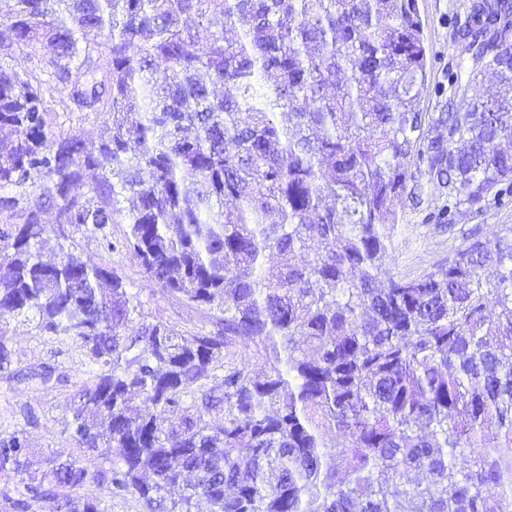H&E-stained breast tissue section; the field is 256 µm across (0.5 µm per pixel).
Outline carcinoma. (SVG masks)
<instances>
[{"label": "carcinoma", "instance_id": "1", "mask_svg": "<svg viewBox=\"0 0 512 512\" xmlns=\"http://www.w3.org/2000/svg\"><path fill=\"white\" fill-rule=\"evenodd\" d=\"M13 2L0 310L85 350L95 374L69 429L111 461L0 436L15 512L25 495L106 512L114 489L142 512H512V226L416 278L383 274L403 194L435 186L444 221L512 197V0H471L459 107L428 118L418 0ZM33 45L36 65L11 67ZM55 93L68 114H112L108 137L55 132ZM26 186L39 195L15 224ZM112 224L149 282L218 311L214 330L148 319L66 243L73 227L114 251Z\"/></svg>", "mask_w": 512, "mask_h": 512}]
</instances>
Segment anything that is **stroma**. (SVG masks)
<instances>
[{"mask_svg":"<svg viewBox=\"0 0 512 512\" xmlns=\"http://www.w3.org/2000/svg\"><path fill=\"white\" fill-rule=\"evenodd\" d=\"M470 0H419L425 44L428 48V83L420 101L421 112L438 115L447 111L452 90L449 74L463 73L472 61L453 34ZM443 204L437 192L428 191L420 205L409 197L395 200L400 216L394 248L385 263L393 276L415 277L446 263L456 250L477 239L492 237L502 226L512 225V202L489 204L481 213L460 212L451 224L431 220ZM77 251L90 263L116 269L128 287L140 296L149 318L161 319L187 331L208 330L213 313L208 308L188 306L179 298L151 285L134 255L126 250L108 252L95 242L76 237ZM8 345L17 373H0V433L20 431L32 445L63 456H81L68 423L74 409L77 385L88 381V366L82 349L63 336L40 333L33 324L7 317ZM49 365L66 376L63 384H42L31 371Z\"/></svg>","mask_w":512,"mask_h":512,"instance_id":"obj_1","label":"stroma"}]
</instances>
